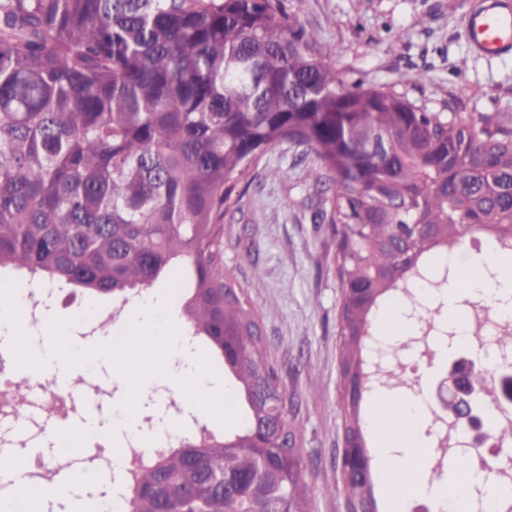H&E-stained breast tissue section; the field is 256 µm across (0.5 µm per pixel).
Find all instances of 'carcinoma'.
Instances as JSON below:
<instances>
[{"mask_svg": "<svg viewBox=\"0 0 512 512\" xmlns=\"http://www.w3.org/2000/svg\"><path fill=\"white\" fill-rule=\"evenodd\" d=\"M303 147L336 193L341 286L409 288L421 259L480 230L512 247V128L347 89L281 0H0V268L128 301L192 268L190 332L236 380L239 431L192 439L125 479V512H253L209 472L261 483L263 512H308L288 401L258 323L221 270L232 183L262 151ZM372 310L341 304L342 380L364 368ZM346 429L364 438L359 402ZM288 462L271 473L246 437ZM351 506L377 508L372 488Z\"/></svg>", "mask_w": 512, "mask_h": 512, "instance_id": "cac0c4a2", "label": "carcinoma"}]
</instances>
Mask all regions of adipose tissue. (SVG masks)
Wrapping results in <instances>:
<instances>
[{"label":"adipose tissue","mask_w":512,"mask_h":512,"mask_svg":"<svg viewBox=\"0 0 512 512\" xmlns=\"http://www.w3.org/2000/svg\"><path fill=\"white\" fill-rule=\"evenodd\" d=\"M493 250L473 258L463 274L442 289L441 299L448 307V318L456 323L461 340L471 337L470 322L461 318L456 303L463 298L488 296L498 301L504 313L512 314V267L504 266L494 287H487L485 264L496 263ZM427 405L423 396L397 397L380 392L368 425L377 439V460L389 483L390 512H405L412 498L430 502L433 512H469L473 487H481L484 500L501 495L499 484L485 481L482 472L469 463L450 464L437 480L428 477L432 440L427 435Z\"/></svg>","instance_id":"ef3b65f1"}]
</instances>
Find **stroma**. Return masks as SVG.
<instances>
[{
  "label": "stroma",
  "mask_w": 512,
  "mask_h": 512,
  "mask_svg": "<svg viewBox=\"0 0 512 512\" xmlns=\"http://www.w3.org/2000/svg\"><path fill=\"white\" fill-rule=\"evenodd\" d=\"M466 0H281L290 22L316 41L345 88L392 87L430 112L467 118L491 116L512 127V59L467 56L459 17ZM301 147L284 142L265 150L248 176L231 191L224 216L222 270L242 292L260 326L280 387L297 406L289 421L300 452L309 512H346L336 458L345 429L339 371V309L342 288L336 273L338 239L320 212L328 197L307 177ZM110 295L71 285L55 286L49 315L69 320L92 309L114 311ZM434 352L416 376V393L429 395L448 358L468 342L434 332L415 333L398 361ZM127 380L100 366L95 377L74 379L77 409L61 415L33 412L26 440L0 426V457H26V478L50 476L57 452L52 433L81 427L86 414L107 417L124 398ZM123 439L88 446L73 459L77 471H95L99 481L86 496L105 494L115 483L112 456ZM336 486L335 495L324 492Z\"/></svg>",
  "instance_id": "1"
}]
</instances>
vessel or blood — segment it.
<instances>
[{"instance_id":"1","label":"vessel or blood","mask_w":512,"mask_h":512,"mask_svg":"<svg viewBox=\"0 0 512 512\" xmlns=\"http://www.w3.org/2000/svg\"><path fill=\"white\" fill-rule=\"evenodd\" d=\"M461 23L474 54L512 57V0H470Z\"/></svg>"}]
</instances>
